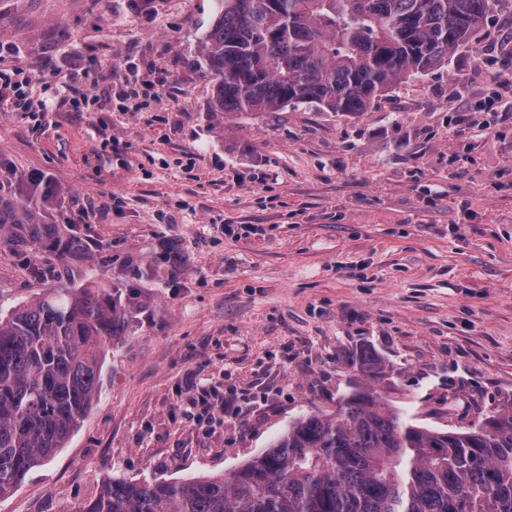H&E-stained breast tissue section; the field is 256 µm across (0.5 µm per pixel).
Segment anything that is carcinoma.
Instances as JSON below:
<instances>
[{
  "label": "carcinoma",
  "mask_w": 512,
  "mask_h": 512,
  "mask_svg": "<svg viewBox=\"0 0 512 512\" xmlns=\"http://www.w3.org/2000/svg\"><path fill=\"white\" fill-rule=\"evenodd\" d=\"M497 0H216L199 47L214 76L211 111L312 105L359 116L396 83L448 61ZM16 225L65 253L47 224ZM121 300L57 288L0 315V498L65 447L92 407L104 350L124 335ZM356 380L330 414L288 425L227 476L113 477L81 512H512V399L478 425L418 426L359 388L386 365L370 347L349 357Z\"/></svg>",
  "instance_id": "carcinoma-1"
}]
</instances>
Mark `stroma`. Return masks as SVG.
I'll return each instance as SVG.
<instances>
[{
	"label": "stroma",
	"mask_w": 512,
	"mask_h": 512,
	"mask_svg": "<svg viewBox=\"0 0 512 512\" xmlns=\"http://www.w3.org/2000/svg\"><path fill=\"white\" fill-rule=\"evenodd\" d=\"M215 12L0 0V56L105 105L0 112V224L24 206L77 246L0 243V311L95 287L128 322L79 429L0 512H78L112 477L230 473L334 411L362 345L418 425L465 428L512 395V0L361 116L212 111L198 47Z\"/></svg>",
	"instance_id": "35a3bbf8"
}]
</instances>
